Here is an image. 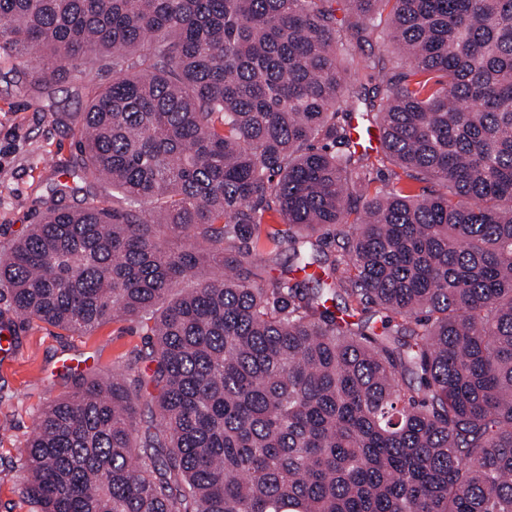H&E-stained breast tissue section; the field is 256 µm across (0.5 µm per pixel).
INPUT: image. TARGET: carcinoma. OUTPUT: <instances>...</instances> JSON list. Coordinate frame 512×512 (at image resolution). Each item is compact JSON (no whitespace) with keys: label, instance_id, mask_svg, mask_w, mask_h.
<instances>
[{"label":"carcinoma","instance_id":"cac0c4a2","mask_svg":"<svg viewBox=\"0 0 512 512\" xmlns=\"http://www.w3.org/2000/svg\"><path fill=\"white\" fill-rule=\"evenodd\" d=\"M333 2L0 0L23 90L112 72L59 122L116 192L49 185L0 330L152 337L40 411L41 512H512V0Z\"/></svg>","mask_w":512,"mask_h":512}]
</instances>
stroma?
<instances>
[{
  "label": "stroma",
  "instance_id": "35a3bbf8",
  "mask_svg": "<svg viewBox=\"0 0 512 512\" xmlns=\"http://www.w3.org/2000/svg\"><path fill=\"white\" fill-rule=\"evenodd\" d=\"M109 80L77 73L23 94L13 74L0 73V251L35 223L46 185L67 181L76 159L72 136L54 114L79 111ZM16 328L17 347L0 351V512H40L24 493L25 444L40 410L75 389L74 373L111 378L115 364L146 350L148 338L122 320L89 334L21 318Z\"/></svg>",
  "mask_w": 512,
  "mask_h": 512
}]
</instances>
